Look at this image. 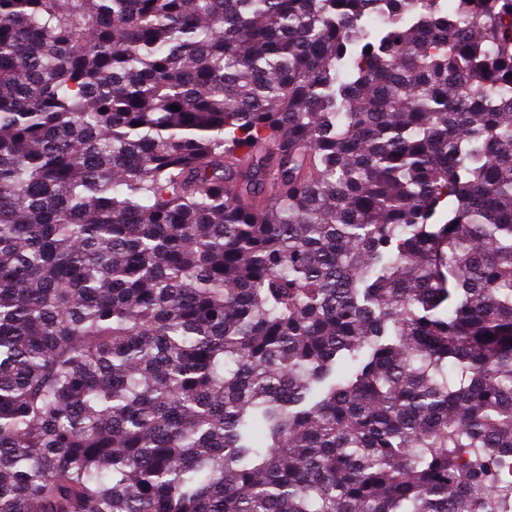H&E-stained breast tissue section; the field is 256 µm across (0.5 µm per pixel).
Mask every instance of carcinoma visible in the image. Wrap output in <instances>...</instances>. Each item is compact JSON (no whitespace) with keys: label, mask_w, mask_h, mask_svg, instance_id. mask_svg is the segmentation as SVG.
Instances as JSON below:
<instances>
[{"label":"carcinoma","mask_w":512,"mask_h":512,"mask_svg":"<svg viewBox=\"0 0 512 512\" xmlns=\"http://www.w3.org/2000/svg\"><path fill=\"white\" fill-rule=\"evenodd\" d=\"M0 512H512V0H0Z\"/></svg>","instance_id":"cac0c4a2"}]
</instances>
